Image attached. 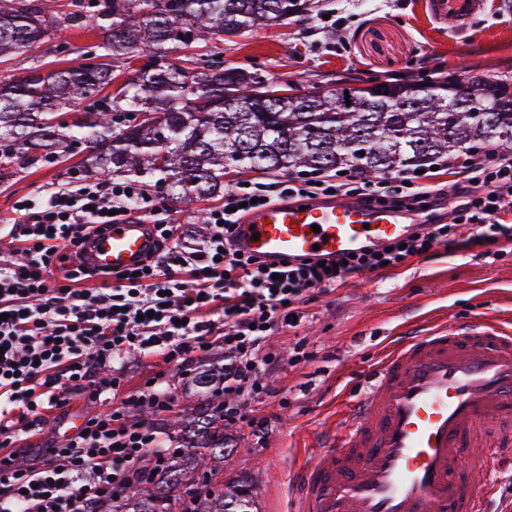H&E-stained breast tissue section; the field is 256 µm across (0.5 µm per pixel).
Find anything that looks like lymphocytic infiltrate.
Wrapping results in <instances>:
<instances>
[{
  "instance_id": "lymphocytic-infiltrate-1",
  "label": "lymphocytic infiltrate",
  "mask_w": 512,
  "mask_h": 512,
  "mask_svg": "<svg viewBox=\"0 0 512 512\" xmlns=\"http://www.w3.org/2000/svg\"><path fill=\"white\" fill-rule=\"evenodd\" d=\"M446 175L455 179L447 208L439 184ZM338 197L389 200L410 211L426 198L437 214L405 237L404 248L366 250L339 265L302 260L274 274L261 258L234 247L251 199ZM24 207L27 223L13 226L0 250V512H110L151 479L146 459L164 454L140 412L172 411L166 367L188 371L196 353L222 347L229 358L224 424L263 431L254 404L270 397L262 378L282 361L267 342L274 331L294 327L307 292L331 291L351 275L396 268L439 248L470 251L511 241L512 151L438 157L419 172L371 178L340 171L240 182L210 211L208 233L195 246L168 223L154 192L135 180L76 176ZM137 214L151 219L157 251L137 275L106 273L98 287H86L90 273L76 262L83 242ZM132 352L160 358L164 370L136 388L120 374L100 377ZM75 392L112 401L45 454L13 452L17 437L39 431L45 413Z\"/></svg>"
}]
</instances>
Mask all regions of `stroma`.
Returning a JSON list of instances; mask_svg holds the SVG:
<instances>
[{"instance_id":"obj_1","label":"stroma","mask_w":512,"mask_h":512,"mask_svg":"<svg viewBox=\"0 0 512 512\" xmlns=\"http://www.w3.org/2000/svg\"><path fill=\"white\" fill-rule=\"evenodd\" d=\"M318 2L299 20L258 28L225 43V64L304 89L332 90L337 81L350 78H421L437 72L461 80L475 75L512 82V0H484L483 11L462 32L432 20L425 0ZM327 14L333 15L335 27H324L321 18ZM95 41L88 28H50V52L42 57L46 70L85 63V52ZM69 154L65 161L45 158L0 178V225L26 223L19 201L65 186L73 173L83 171V145L72 146ZM156 193L171 219L184 225L188 241L202 242L208 232L203 214L213 201L174 202L161 187ZM299 310V325L268 341L284 362L265 378L276 398L256 406L265 430L228 432L238 451L225 462L224 477H251L260 512H292L290 472L314 455L343 404L363 391L361 371L389 337L438 319L512 321V244L501 243L495 255L439 249L395 269L351 278ZM299 343L312 358L296 365L291 357ZM71 408L87 417L101 405L74 394L68 408L46 413L40 432L21 440V447L60 444L64 435L58 425Z\"/></svg>"}]
</instances>
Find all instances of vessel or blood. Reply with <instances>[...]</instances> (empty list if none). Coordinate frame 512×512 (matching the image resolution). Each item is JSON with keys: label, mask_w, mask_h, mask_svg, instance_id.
I'll list each match as a JSON object with an SVG mask.
<instances>
[{"label": "vessel or blood", "mask_w": 512, "mask_h": 512, "mask_svg": "<svg viewBox=\"0 0 512 512\" xmlns=\"http://www.w3.org/2000/svg\"><path fill=\"white\" fill-rule=\"evenodd\" d=\"M426 7L461 30L483 0ZM414 228L405 212L344 199L266 205L236 234L243 254L276 263L378 249ZM155 249L152 225L135 218L91 237L83 256L124 271ZM363 380L335 433L290 474L295 512H488L496 474L512 469V328L425 326L396 337Z\"/></svg>", "instance_id": "vessel-or-blood-1"}]
</instances>
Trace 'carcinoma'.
Returning a JSON list of instances; mask_svg holds the SVG:
<instances>
[{
    "instance_id": "obj_1",
    "label": "carcinoma",
    "mask_w": 512,
    "mask_h": 512,
    "mask_svg": "<svg viewBox=\"0 0 512 512\" xmlns=\"http://www.w3.org/2000/svg\"><path fill=\"white\" fill-rule=\"evenodd\" d=\"M41 0H0V59L42 47L48 20ZM56 23L94 28L86 63L25 75L0 84V176L67 144H83L98 169L163 184L173 199L209 200L224 194V175L350 171L391 174L438 156L512 145V84L481 78L465 91L445 79L395 81L388 93L368 94L350 110L336 97L345 89L289 87L288 100L269 94L272 83L240 67L209 59L201 45L224 44L272 20L315 8L310 0H71ZM143 64L115 88L116 63ZM93 100L88 114L81 105ZM495 101L493 123L473 118ZM72 110L59 122L61 108ZM365 154H360V151ZM224 368L200 372L194 387L209 392ZM173 426L181 447L156 477L115 512H259L252 480L224 483V462L237 446L224 433V401L197 403Z\"/></svg>"
}]
</instances>
